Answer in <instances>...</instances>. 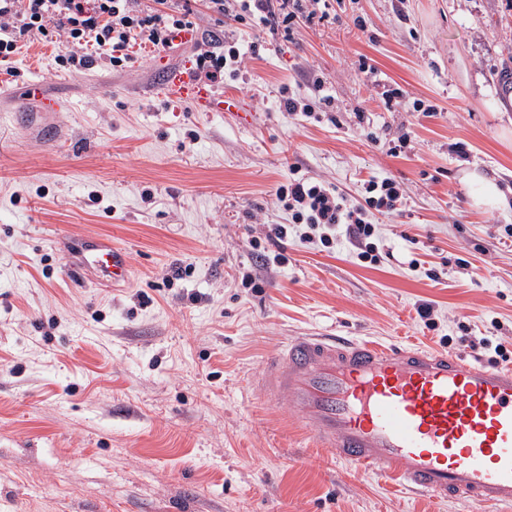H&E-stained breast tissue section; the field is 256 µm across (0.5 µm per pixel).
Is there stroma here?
<instances>
[{
	"label": "stroma",
	"mask_w": 512,
	"mask_h": 512,
	"mask_svg": "<svg viewBox=\"0 0 512 512\" xmlns=\"http://www.w3.org/2000/svg\"><path fill=\"white\" fill-rule=\"evenodd\" d=\"M327 11L290 38L239 27L259 54L223 89L250 106L247 126L155 94L158 55L183 65L188 45L132 47L123 67L101 50L74 69L63 47L25 41L0 70V512H475L339 462L253 381L290 337L315 333L512 368V0ZM312 75L327 114L281 111V90L311 96ZM378 82L436 115L387 111ZM34 83L70 104L48 114L50 140L13 124L40 110L22 99ZM404 133L410 149L390 156ZM292 165L353 198L373 175L402 184L403 213L375 218L377 264L295 236L287 264L257 261L252 240L290 220L275 191ZM467 168L505 206L471 208ZM89 234L127 250L126 281L73 274ZM176 267L187 274L167 285ZM246 272L258 290L242 288Z\"/></svg>",
	"instance_id": "35a3bbf8"
}]
</instances>
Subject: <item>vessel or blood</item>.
<instances>
[{
	"instance_id": "b4317fda",
	"label": "vessel or blood",
	"mask_w": 512,
	"mask_h": 512,
	"mask_svg": "<svg viewBox=\"0 0 512 512\" xmlns=\"http://www.w3.org/2000/svg\"><path fill=\"white\" fill-rule=\"evenodd\" d=\"M159 89L174 104L253 122L191 66L163 67ZM83 248L88 266L127 278L123 249L97 236ZM259 384L338 461L444 502L512 512V369L439 349L296 336L267 358Z\"/></svg>"
}]
</instances>
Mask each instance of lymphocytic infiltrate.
I'll return each instance as SVG.
<instances>
[{
  "mask_svg": "<svg viewBox=\"0 0 512 512\" xmlns=\"http://www.w3.org/2000/svg\"><path fill=\"white\" fill-rule=\"evenodd\" d=\"M154 2V7L146 8L140 0H0V62L8 60L24 39L63 45L61 63L79 69L93 64L87 51L92 44L108 49L115 66L129 62L132 45L169 48L173 33L189 27L190 21L187 14L178 13L173 0ZM325 4L326 0H206L212 13L260 30L280 29L288 36L300 20L313 19ZM255 50V44L245 45L234 37L199 41L193 69L213 83L235 81L243 56ZM275 195L291 220L269 225L263 239L253 240L256 255L267 265L286 263V243L292 235L319 241L328 250L345 242L359 262H376L372 216L397 213L404 201L400 182L391 177L365 180L355 202L338 187L301 175L296 166L290 167Z\"/></svg>",
  "mask_w": 512,
  "mask_h": 512,
  "instance_id": "lymphocytic-infiltrate-1",
  "label": "lymphocytic infiltrate"
}]
</instances>
